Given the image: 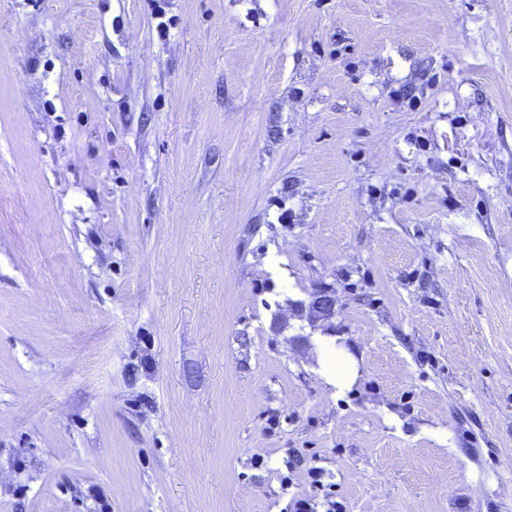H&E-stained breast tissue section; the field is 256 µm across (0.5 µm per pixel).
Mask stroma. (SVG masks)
<instances>
[{
  "instance_id": "obj_1",
  "label": "stroma",
  "mask_w": 512,
  "mask_h": 512,
  "mask_svg": "<svg viewBox=\"0 0 512 512\" xmlns=\"http://www.w3.org/2000/svg\"><path fill=\"white\" fill-rule=\"evenodd\" d=\"M303 496L512 512V0H0V512ZM322 352L319 361V373L325 383L335 389L336 395L349 389L358 378V363L354 356L338 345L329 336L321 337Z\"/></svg>"
}]
</instances>
